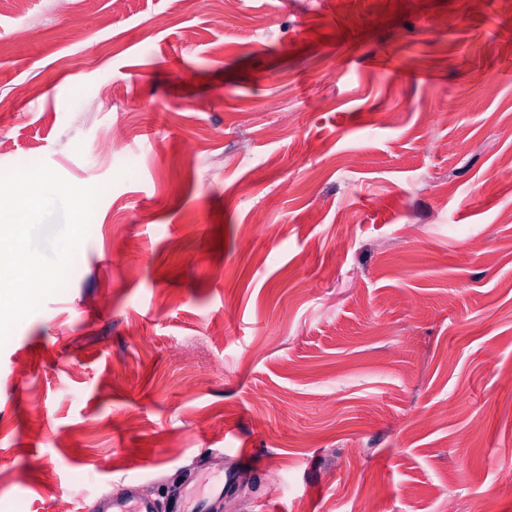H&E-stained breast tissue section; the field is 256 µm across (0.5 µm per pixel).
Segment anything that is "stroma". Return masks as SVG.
I'll list each match as a JSON object with an SVG mask.
<instances>
[{"instance_id":"35a3bbf8","label":"stroma","mask_w":512,"mask_h":512,"mask_svg":"<svg viewBox=\"0 0 512 512\" xmlns=\"http://www.w3.org/2000/svg\"><path fill=\"white\" fill-rule=\"evenodd\" d=\"M0 139L104 188L0 347V512L238 458L217 512H512V0H0Z\"/></svg>"}]
</instances>
